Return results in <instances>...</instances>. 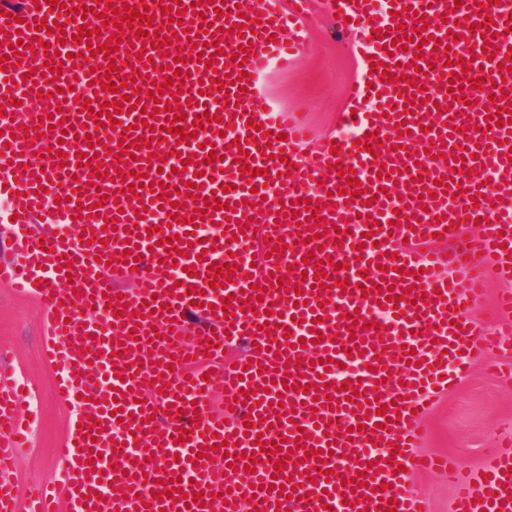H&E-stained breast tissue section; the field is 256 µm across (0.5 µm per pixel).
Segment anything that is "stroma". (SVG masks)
<instances>
[{"label":"stroma","instance_id":"obj_1","mask_svg":"<svg viewBox=\"0 0 512 512\" xmlns=\"http://www.w3.org/2000/svg\"><path fill=\"white\" fill-rule=\"evenodd\" d=\"M355 64L341 50L327 29L317 30L307 56L272 85L282 104H305L303 120L311 140L337 134L336 114L343 104V90ZM48 315L35 291L15 292L0 284V351L6 355L0 374L24 384L17 413L26 439L13 481L19 512H26L30 489L53 481L61 471L56 455L70 432L75 414L56 393L60 366L45 352ZM512 435V379L487 371L484 361H473L469 375L449 387L430 414L424 449L459 458L478 470L487 462L490 448Z\"/></svg>","mask_w":512,"mask_h":512}]
</instances>
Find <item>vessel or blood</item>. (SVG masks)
<instances>
[{"instance_id": "b4317fda", "label": "vessel or blood", "mask_w": 512, "mask_h": 512, "mask_svg": "<svg viewBox=\"0 0 512 512\" xmlns=\"http://www.w3.org/2000/svg\"><path fill=\"white\" fill-rule=\"evenodd\" d=\"M74 3L0 0V222L20 227L0 282L44 298L58 395L83 409L57 451L59 481L29 512H56L60 495L69 512H431L412 482L423 470L454 482L452 512H512V440L477 473L421 451L430 409L472 361L512 357V0H335L358 68L342 134L316 143L264 84L308 51L311 0ZM142 3L157 37L105 14ZM47 15L67 43L41 30ZM81 25L89 43L74 39ZM116 37L118 50L91 54ZM178 58L189 78H167ZM111 62L135 94L119 108L92 89ZM169 118L196 142L168 135ZM214 194L221 206L207 208ZM472 217L484 228L463 237ZM39 222L44 234L24 232ZM216 268L226 274L208 284ZM490 269L509 287L477 318ZM129 272L137 286L118 297L112 279ZM237 344L249 355L209 380L185 368ZM20 428L1 383L0 512H16Z\"/></svg>"}]
</instances>
